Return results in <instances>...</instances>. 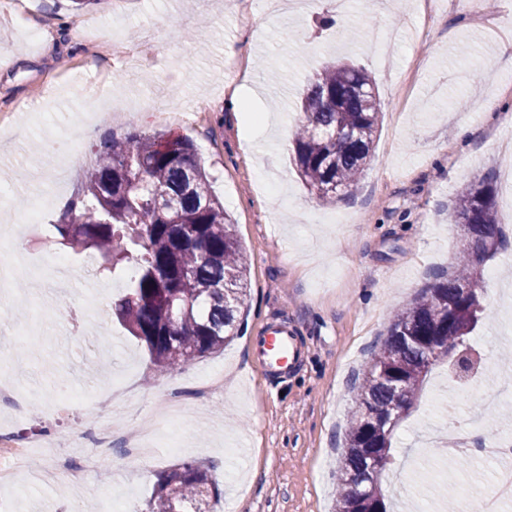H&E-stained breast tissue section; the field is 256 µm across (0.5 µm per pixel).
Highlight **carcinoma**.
I'll return each instance as SVG.
<instances>
[{"label":"carcinoma","mask_w":512,"mask_h":512,"mask_svg":"<svg viewBox=\"0 0 512 512\" xmlns=\"http://www.w3.org/2000/svg\"><path fill=\"white\" fill-rule=\"evenodd\" d=\"M375 85L362 67L327 64L310 78L303 119L293 133L294 161L323 203L346 195L363 177L383 119L381 100L367 106ZM492 183L467 186L448 210L464 228L457 263L399 308L372 355L353 406L336 471V512H388L382 479L392 464L394 410L416 401L437 359L456 353L483 313L485 284L475 272L480 250L502 243ZM53 238L71 248H95L103 268L132 262L135 273L112 309L165 371L219 352L239 335L248 259L234 223L210 190L193 144L165 133L111 137L86 169L81 194L53 225ZM221 500L210 470L182 462L156 475L148 512H202Z\"/></svg>","instance_id":"obj_1"}]
</instances>
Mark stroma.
<instances>
[{"instance_id":"1","label":"stroma","mask_w":512,"mask_h":512,"mask_svg":"<svg viewBox=\"0 0 512 512\" xmlns=\"http://www.w3.org/2000/svg\"><path fill=\"white\" fill-rule=\"evenodd\" d=\"M113 0L73 9L70 0H13L0 6V114L8 126L30 128V139L0 149V231L11 230L33 196L77 195L84 169L78 157H92L105 134L166 131L190 140L212 191L235 221L249 259L248 289L241 331L223 351L169 372L157 371L144 344L116 317L106 325L78 322L69 346L57 348L54 320L45 307L57 301L46 292L30 299V281L16 279L8 312L0 313V375L18 388V405L0 404V425L30 436L50 430L72 443L73 458L92 453L79 437V424L138 433L159 431L180 442L178 451L158 449L145 460L127 461L122 441L98 454L102 467L127 464L120 488L123 512H147L157 472L184 461L210 466L222 498L216 512H334L335 477L348 426L351 389L386 335L396 308L455 260L461 225L448 221L456 194L476 178L495 185L497 218L507 242L491 251L477 270L487 276L483 305L487 317L470 343L483 370L495 368L502 349L512 346L505 328L512 307L490 271L512 275V206L500 183L505 159L502 138L512 123L489 117L478 104L459 108L474 73L471 62L492 64L482 75L502 113L512 114V0H464L456 10L440 4L438 14L413 40L421 25L417 0H354L350 14L336 16L329 0L312 11H290L268 20L261 35L240 21L236 0H127L114 13ZM159 24L163 47L134 70L114 65L110 46L116 32L147 19ZM49 25L58 48L44 53L28 26ZM396 27L407 35L391 65L364 32ZM422 26V25H421ZM241 50L246 67L237 77L225 69V44ZM364 67L383 105V122L373 156L353 193L324 205L300 180L292 162V132L301 119L299 104L307 77L332 59ZM245 88L255 112L266 117L267 133L255 139L240 132V113L225 99ZM201 111L200 122L182 120ZM482 126L484 135L468 144L456 140L460 124ZM125 269L106 275L78 269L65 303L79 307L84 284L102 285L106 301L121 292ZM284 317L305 345L299 370L272 379L256 365L250 343L261 327ZM231 372L223 392L198 397L197 390L219 371ZM126 387V411L113 419L106 397L113 377ZM450 385L456 419L466 424L481 385L458 388L451 367L441 365L423 390L440 378ZM94 392V404H75L62 415L46 406L61 391ZM178 390L185 395L183 416L156 423V399ZM430 413L419 402L393 436L391 474L408 493L446 500L444 478L418 476L412 462L436 456L421 448L419 435ZM81 480L85 494L71 496L61 480L17 497L0 487L6 512H32L45 499L48 512H114L110 490L94 476Z\"/></svg>"}]
</instances>
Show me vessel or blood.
<instances>
[{
    "label": "vessel or blood",
    "mask_w": 512,
    "mask_h": 512,
    "mask_svg": "<svg viewBox=\"0 0 512 512\" xmlns=\"http://www.w3.org/2000/svg\"><path fill=\"white\" fill-rule=\"evenodd\" d=\"M253 356L268 376L281 377L300 367L303 351L287 322L279 321L255 338Z\"/></svg>",
    "instance_id": "1"
}]
</instances>
